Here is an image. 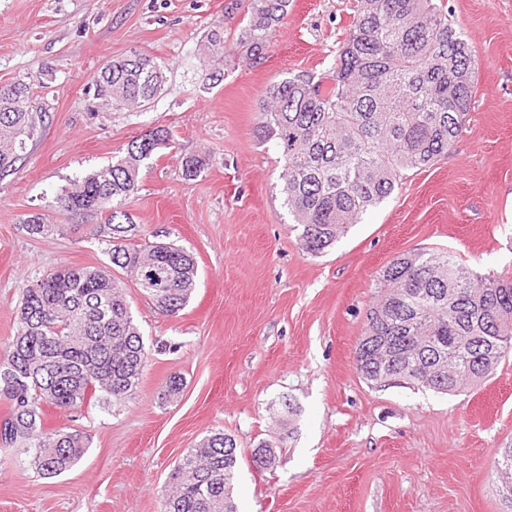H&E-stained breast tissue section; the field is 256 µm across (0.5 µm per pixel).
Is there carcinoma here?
Masks as SVG:
<instances>
[{
	"label": "carcinoma",
	"instance_id": "cac0c4a2",
	"mask_svg": "<svg viewBox=\"0 0 512 512\" xmlns=\"http://www.w3.org/2000/svg\"><path fill=\"white\" fill-rule=\"evenodd\" d=\"M290 0H248L236 45L252 61L262 57ZM216 59L235 55L224 42V20L210 30ZM476 62L439 0H357L348 36L324 74L299 72L272 82L257 106V128L274 141L282 162L284 205L305 253L318 256L395 191L408 171L432 166L462 136L475 90ZM165 64L137 52L112 59L93 76L94 97L114 108L144 107L167 80ZM30 86H0V175L15 170L26 140L37 131ZM170 133L154 128L127 144L124 156L64 188L59 210L94 211L113 266L140 275L138 287L164 317L177 315L195 287L191 253L173 242L142 250L127 204L139 191L142 166L166 146ZM208 165L183 159L188 177ZM32 236L59 225L35 213ZM376 302L367 310L355 350L356 369L376 384L392 380L451 394L490 375L484 350L498 347L494 365L512 348V282L475 277L445 251L403 253L382 267ZM374 336H389L402 352L420 345L448 350L469 339L471 359L440 381L397 361L372 359ZM148 351L121 282L111 271L65 267L25 285L15 335L0 358V396L9 404L0 442L16 448L41 476H58L85 455L86 434L49 431L42 406L74 413L96 400L120 402L140 383ZM238 462L235 439L222 432L201 440L179 459L163 512H236L231 486ZM508 477L499 493L512 508V448L494 461Z\"/></svg>",
	"mask_w": 512,
	"mask_h": 512
}]
</instances>
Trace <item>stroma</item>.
Listing matches in <instances>:
<instances>
[{
  "label": "stroma",
  "instance_id": "35a3bbf8",
  "mask_svg": "<svg viewBox=\"0 0 512 512\" xmlns=\"http://www.w3.org/2000/svg\"><path fill=\"white\" fill-rule=\"evenodd\" d=\"M229 2L0 0V86L32 84L42 115L0 179V355L29 280L109 265L89 223L59 213L56 196L146 130L171 140L128 205L136 242H176L198 266L173 317L116 271L150 353L143 378L108 408L43 406L46 428L90 440L60 476L37 475L0 443V512H161L178 458L217 431L237 443L238 512H503L491 468L512 448V349L452 395L370 383L354 350L377 273L401 253L449 250L474 274L512 282V0H442L477 60L464 135L317 257L290 228L280 153L260 138L255 113L271 82L328 71L355 0H292L261 60L223 68L204 44L219 20L234 41ZM133 50L167 63L163 92L143 108L96 107L94 74ZM190 155L209 161L192 179L182 167ZM35 213L59 232L29 235L23 222ZM173 374L182 390L162 400ZM277 438L275 466L256 470L253 450Z\"/></svg>",
  "mask_w": 512,
  "mask_h": 512
}]
</instances>
